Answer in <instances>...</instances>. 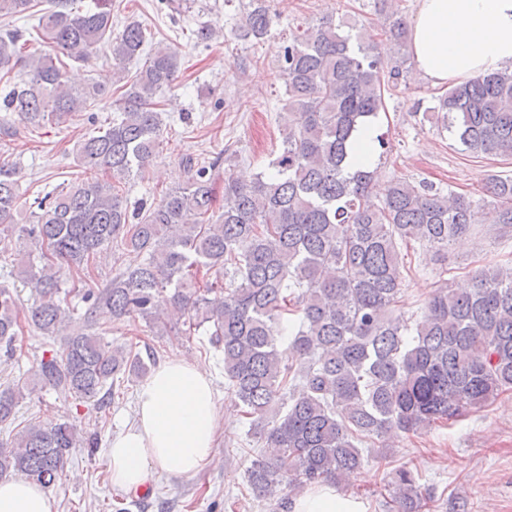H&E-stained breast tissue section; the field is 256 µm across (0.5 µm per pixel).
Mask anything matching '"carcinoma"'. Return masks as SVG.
I'll use <instances>...</instances> for the list:
<instances>
[{"label": "carcinoma", "instance_id": "cac0c4a2", "mask_svg": "<svg viewBox=\"0 0 512 512\" xmlns=\"http://www.w3.org/2000/svg\"><path fill=\"white\" fill-rule=\"evenodd\" d=\"M75 4L52 0L39 17L38 36L52 55L24 54L25 28L0 32V82L9 88L0 112L35 125L89 110L103 88L71 84L68 68L101 44L109 45L120 90L112 124L76 145L87 177L46 192L26 224L18 219L21 169L0 162V241L18 245L0 262L34 291L23 307L0 287L4 356H14L24 323L58 336L75 294L85 305L84 327L42 357L37 379L101 409L115 380L143 378L154 363L151 352L112 346L101 320L140 319L159 336L179 324L189 336L205 328L223 356L246 437L274 449L247 470L257 499L338 484L362 468V445L421 435L512 392V267L487 268L462 292L443 281L418 318L397 311L408 246L448 255L478 223V206L402 178L375 203L376 172L347 171L354 133L385 109V78L402 76L405 56L385 69L367 29L352 34L330 17L290 33L279 60L288 95L283 149L268 171L250 180L225 175L217 214L206 167L187 157L185 185L130 212L120 184L153 158L164 124L157 97L174 81L179 59L159 47L127 81L124 63L142 51V27L114 32L112 0L84 10ZM250 6L240 31L264 38L271 25L265 0ZM35 7L34 0H0V15L28 18ZM384 32L405 47L397 13L387 15ZM426 111L464 151L512 156V64L454 84ZM489 190L490 220L512 226V179ZM116 241L127 260L104 287H63V270L80 274ZM29 243L39 251L25 250ZM29 394L22 384L0 388V424L15 421ZM84 441L97 446L67 419L30 421L0 442V478L53 486ZM388 487L397 512H416L422 491L410 470H396Z\"/></svg>", "mask_w": 512, "mask_h": 512}]
</instances>
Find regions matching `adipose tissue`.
I'll use <instances>...</instances> for the list:
<instances>
[{"label":"adipose tissue","instance_id":"1","mask_svg":"<svg viewBox=\"0 0 512 512\" xmlns=\"http://www.w3.org/2000/svg\"><path fill=\"white\" fill-rule=\"evenodd\" d=\"M418 69L434 84L472 79L512 62V0H419L410 34ZM219 411L208 365L169 360L139 388L136 421L113 437L112 483L142 488L155 473L194 476L214 456ZM0 512H56L38 483L0 480ZM293 512H361L325 486L298 495Z\"/></svg>","mask_w":512,"mask_h":512}]
</instances>
